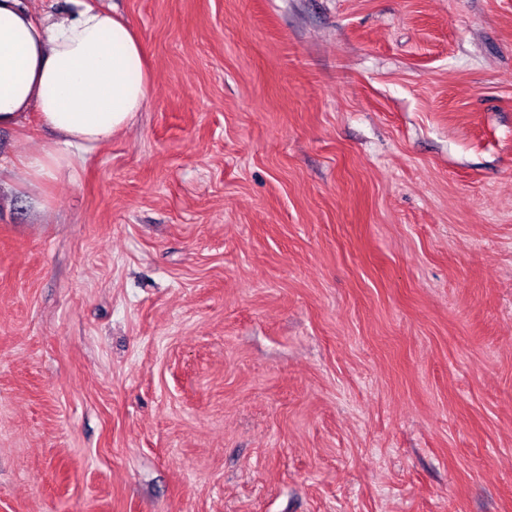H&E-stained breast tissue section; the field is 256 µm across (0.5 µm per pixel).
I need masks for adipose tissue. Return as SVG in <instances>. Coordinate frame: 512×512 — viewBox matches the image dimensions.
<instances>
[{
  "label": "adipose tissue",
  "mask_w": 512,
  "mask_h": 512,
  "mask_svg": "<svg viewBox=\"0 0 512 512\" xmlns=\"http://www.w3.org/2000/svg\"><path fill=\"white\" fill-rule=\"evenodd\" d=\"M150 77L130 23L91 0L34 15L0 0V128L29 112L57 137L22 163L40 189L73 159L128 128L148 104Z\"/></svg>",
  "instance_id": "ef3b65f1"
}]
</instances>
